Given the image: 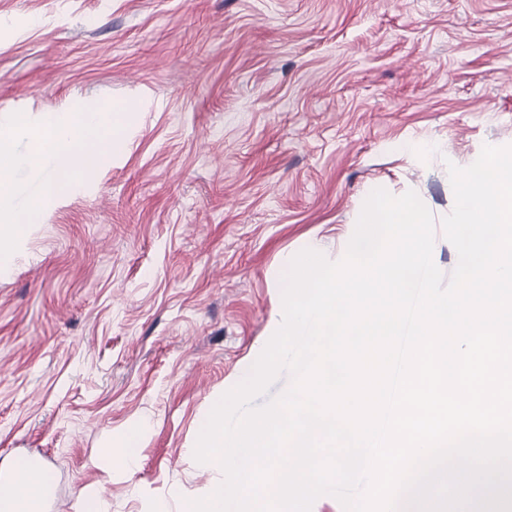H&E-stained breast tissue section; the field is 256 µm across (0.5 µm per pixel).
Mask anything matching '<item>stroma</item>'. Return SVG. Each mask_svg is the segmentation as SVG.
Returning <instances> with one entry per match:
<instances>
[{"label": "stroma", "mask_w": 512, "mask_h": 512, "mask_svg": "<svg viewBox=\"0 0 512 512\" xmlns=\"http://www.w3.org/2000/svg\"><path fill=\"white\" fill-rule=\"evenodd\" d=\"M106 103L124 149L0 274V467L41 461L57 512L207 495L285 260L342 259L378 188L444 217L448 164L512 146V0H0V121ZM137 426L132 469L91 466Z\"/></svg>", "instance_id": "1"}]
</instances>
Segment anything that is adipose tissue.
I'll return each mask as SVG.
<instances>
[{"mask_svg":"<svg viewBox=\"0 0 512 512\" xmlns=\"http://www.w3.org/2000/svg\"><path fill=\"white\" fill-rule=\"evenodd\" d=\"M47 473L37 465H21L0 473V512H41Z\"/></svg>","mask_w":512,"mask_h":512,"instance_id":"ef3b65f1","label":"adipose tissue"}]
</instances>
